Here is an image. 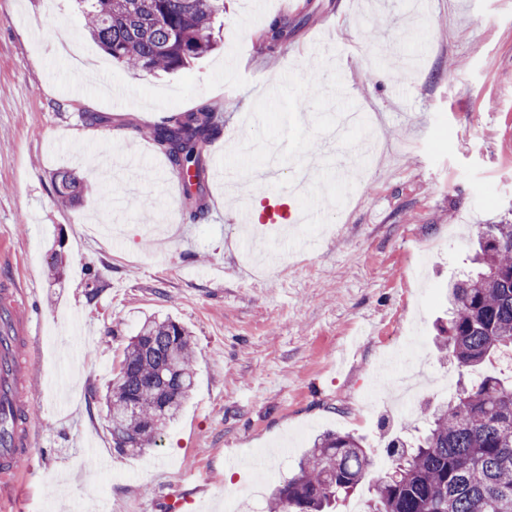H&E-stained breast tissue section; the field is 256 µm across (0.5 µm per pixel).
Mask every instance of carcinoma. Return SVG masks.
I'll use <instances>...</instances> for the list:
<instances>
[{
    "instance_id": "obj_1",
    "label": "carcinoma",
    "mask_w": 512,
    "mask_h": 512,
    "mask_svg": "<svg viewBox=\"0 0 512 512\" xmlns=\"http://www.w3.org/2000/svg\"><path fill=\"white\" fill-rule=\"evenodd\" d=\"M85 31L129 70L177 71L214 48L213 25L224 0H77ZM270 45L288 38V20L262 31ZM210 106L145 130L172 169L200 175V153L220 129ZM80 188L62 172L55 194L70 201ZM472 263L478 271L448 285L451 313L439 328L440 347L459 371L512 348V224H481ZM195 385L188 332L170 319L146 320L126 348L107 395L119 453L151 448L181 413ZM395 463L376 479L368 512H512V383L493 374L460 378L453 401L433 408L426 432L412 442H388ZM360 441L325 432L269 499L275 512H335L341 495L368 474Z\"/></svg>"
}]
</instances>
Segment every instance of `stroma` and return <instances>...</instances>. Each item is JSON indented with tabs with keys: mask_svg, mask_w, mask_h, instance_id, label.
I'll return each instance as SVG.
<instances>
[{
	"mask_svg": "<svg viewBox=\"0 0 512 512\" xmlns=\"http://www.w3.org/2000/svg\"><path fill=\"white\" fill-rule=\"evenodd\" d=\"M298 3L310 21L271 49L258 34L295 19L285 0H224L217 49L155 74L113 62L77 0H0V278L29 292L39 338L24 387L39 446L18 512H169L167 494L198 476L204 512H222L229 493L239 512H268L273 486L319 434L361 438L378 477L392 462L387 440L418 435L426 409L448 401L457 371L436 345L448 284L470 273L478 225L512 218V0ZM385 42L399 48L386 63ZM452 59L463 63L453 75ZM107 82L131 106H114ZM340 86L353 90L348 112L371 113L385 134L344 202L334 161L367 132L337 131L329 92ZM204 104L220 131L186 196L140 132ZM264 144L278 149L280 184L252 182ZM117 148L141 155L151 187L118 226L99 176ZM217 155L238 172L239 197L212 182ZM309 160L310 187L293 207L321 208V223L295 228L291 243L269 233L274 262L244 260L238 210ZM61 171L81 186L64 204ZM478 184L489 203H477ZM193 200L204 219H191ZM148 317L189 331L196 382L155 447L119 454L105 396ZM391 356L392 386L416 382L405 409L371 387ZM90 439L107 468L90 466ZM255 453L270 458L256 501L225 464Z\"/></svg>",
	"mask_w": 512,
	"mask_h": 512,
	"instance_id": "35a3bbf8",
	"label": "stroma"
}]
</instances>
